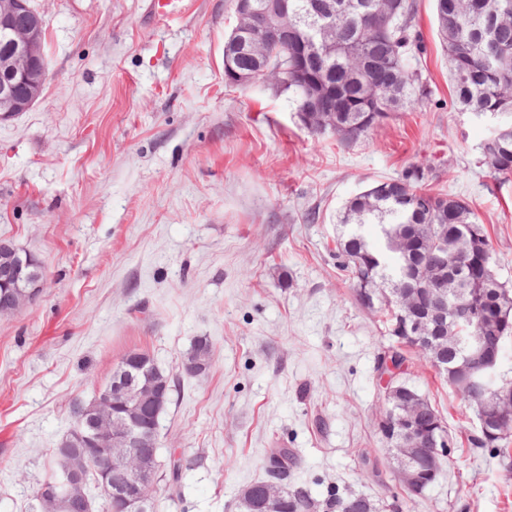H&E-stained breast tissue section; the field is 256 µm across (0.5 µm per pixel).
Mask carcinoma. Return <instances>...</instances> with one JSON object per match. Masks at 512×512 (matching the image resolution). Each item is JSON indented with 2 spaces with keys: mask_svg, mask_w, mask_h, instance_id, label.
Instances as JSON below:
<instances>
[{
  "mask_svg": "<svg viewBox=\"0 0 512 512\" xmlns=\"http://www.w3.org/2000/svg\"><path fill=\"white\" fill-rule=\"evenodd\" d=\"M434 19L460 112L496 122L481 144L482 162L495 176L512 178V0H433ZM414 0H288V40L255 51L228 35L224 55L239 66L292 92L301 124L314 134L338 136L344 145L367 140L397 113L428 99L421 72L412 66L419 41L410 36ZM426 168L408 167L399 177L375 181L347 202L339 216L338 256L348 271L356 301L385 318L394 344L381 357L400 369L407 362L402 347L428 357L437 367L448 366V385L471 407L482 401L481 387L471 375L453 368L467 350L441 340L445 333L484 337L483 353L504 352L512 337V289L500 279L486 227L469 202L423 188ZM443 276L460 314L448 317V329L428 323L433 345L412 339L413 324L425 319L423 304L407 299L409 290ZM138 358V376L149 375L164 387L170 403L174 379L144 351L133 349L116 371ZM211 344L195 340L182 362L189 376L210 367ZM385 404V414L404 412L413 397L424 409L412 418L423 439L416 465L440 472L430 456L432 438L447 434L439 412L418 391L402 382ZM507 437L473 435L474 448H499ZM159 446L141 449L151 475L159 473ZM268 464L287 478L298 466L289 448H273ZM265 480L247 486L238 496L239 512H375L367 498L341 495L332 488L324 502L303 490L282 491L277 506L264 498Z\"/></svg>",
  "mask_w": 512,
  "mask_h": 512,
  "instance_id": "cac0c4a2",
  "label": "carcinoma"
}]
</instances>
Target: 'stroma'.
<instances>
[{"label": "stroma", "mask_w": 512, "mask_h": 512, "mask_svg": "<svg viewBox=\"0 0 512 512\" xmlns=\"http://www.w3.org/2000/svg\"><path fill=\"white\" fill-rule=\"evenodd\" d=\"M415 3L431 96L347 147L305 129L274 83L225 85L231 0H186L173 20L149 0H33L49 78L0 119V242L45 283L0 316V512H27L71 402L96 398L133 349L175 379L160 466L191 464L180 497L157 485L153 512H237L276 446L300 459L289 489L318 500L334 487L379 512H512V438L505 454L472 447L473 408L415 353L401 379L439 410L451 455L397 498L374 427L389 339L336 256L345 202L423 163L430 187L471 204L512 282V179L482 165L492 124L455 109L432 0ZM200 337L211 365L191 377ZM210 361L211 344L209 340L205 337L197 338L184 356L182 371L189 376L204 374L210 367Z\"/></svg>", "instance_id": "35a3bbf8"}]
</instances>
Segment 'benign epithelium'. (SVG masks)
Returning <instances> with one entry per match:
<instances>
[{
	"label": "benign epithelium",
	"instance_id": "1",
	"mask_svg": "<svg viewBox=\"0 0 512 512\" xmlns=\"http://www.w3.org/2000/svg\"><path fill=\"white\" fill-rule=\"evenodd\" d=\"M250 0H238L239 17L247 22L238 25L236 32L250 45L265 44L275 30L276 15L255 20L249 8ZM42 21L32 10L30 0H0V45L4 46L6 62L0 67V117L5 119L17 112L27 111L39 98L48 71L41 49ZM225 79L235 86H247L254 75L236 70L224 63ZM34 281L29 254L0 243V288H10L13 298L0 303V315L17 312L26 304L23 288ZM416 298L428 300L430 320L442 323L455 312L453 302L439 288L420 286L413 289ZM497 361L480 367L486 390L492 394L491 403L504 416L512 414V393L493 384ZM163 399L155 387L131 376L122 375L110 389L92 402L87 410L73 416V427L57 449L58 466L53 479L40 491L39 500L44 512H93L84 493V458L80 446L88 441L98 448L102 485L108 496L124 501V512H146L155 486L144 477L142 466L127 459L137 456L136 448L144 447L145 429L150 427V415L162 406ZM399 439L394 456L399 462L396 476L405 484L417 480L408 466L419 452L416 432L405 417L398 419Z\"/></svg>",
	"mask_w": 512,
	"mask_h": 512
}]
</instances>
